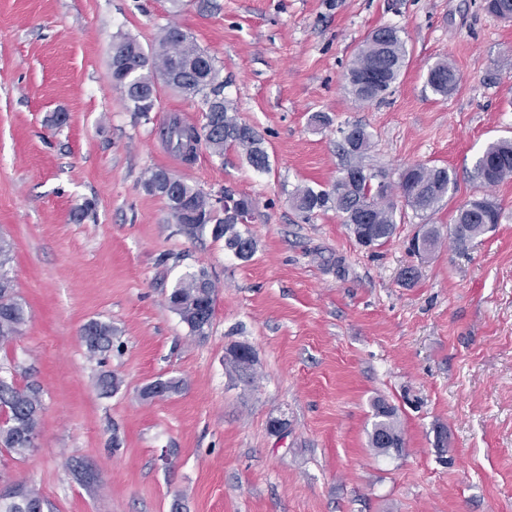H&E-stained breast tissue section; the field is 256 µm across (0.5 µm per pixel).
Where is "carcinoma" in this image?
<instances>
[{"instance_id": "obj_1", "label": "carcinoma", "mask_w": 512, "mask_h": 512, "mask_svg": "<svg viewBox=\"0 0 512 512\" xmlns=\"http://www.w3.org/2000/svg\"><path fill=\"white\" fill-rule=\"evenodd\" d=\"M488 12L505 20L512 19V0H486ZM118 42L130 50L127 67L131 70L132 89L126 96L135 112L153 111L157 79L167 75L169 87L186 98L200 99L203 124L209 129L206 148L222 156L228 148L243 151L247 163L257 172L270 168L269 152L264 137L243 122L232 102L224 97V81L214 58L201 50L190 36L176 25L161 29L156 43L148 50L134 38L121 36ZM408 50L399 31L392 27L379 28L366 38L353 57L345 74L346 89L360 103L381 98L400 77L406 66ZM426 86L442 97L452 93L459 84L455 67L446 60L428 68ZM341 148L352 157L363 155L371 144V135L361 125L340 130ZM345 170L359 175L348 182L336 179L326 188H299L293 195V206L303 217L318 212L336 211L355 238L370 234L373 246L381 247L393 237L396 229L398 203L393 198V184L386 174L367 172L358 164ZM475 178L485 187H493L512 177V140L502 139L489 144L477 159ZM454 178L445 167L416 165L407 174L399 175L398 187L403 206L415 215L428 217L435 213L448 194ZM165 200L171 217L191 236L203 233L216 224L217 239L238 259L248 261L256 249L255 240L240 230L252 211V201L246 197H226L224 217H219L211 196L180 182L166 192ZM497 204L487 197L467 202L457 210L448 236L463 248L474 238L492 229L499 222ZM427 241V255H432L441 243V231L435 224L421 225ZM12 246L0 237V345L21 335L27 322V312L21 302L11 275ZM215 287L209 275L199 270L178 279L169 294V307L185 323L190 333L203 337L214 315ZM83 341L90 355L107 352L112 347V325L91 321L82 329ZM43 410L41 389L35 384L20 386L0 376V447L24 456L35 447ZM369 445L379 454L402 452L405 441L394 408L381 401L374 403V421ZM47 502L33 487L16 484L11 499H0V512H44Z\"/></svg>"}]
</instances>
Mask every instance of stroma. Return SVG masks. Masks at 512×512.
Returning a JSON list of instances; mask_svg holds the SVG:
<instances>
[{
	"label": "stroma",
	"instance_id": "stroma-1",
	"mask_svg": "<svg viewBox=\"0 0 512 512\" xmlns=\"http://www.w3.org/2000/svg\"><path fill=\"white\" fill-rule=\"evenodd\" d=\"M170 24L214 58L269 172L233 148L184 162L161 132L173 117L201 123L200 100L161 83L142 115L113 86L116 37L147 48ZM385 26L407 63L383 99L357 103L344 75ZM440 60L460 76L445 97L425 85ZM55 112L64 126L48 124ZM316 112L328 124L311 123ZM354 124L371 134L364 165L389 181L414 164L454 172L430 223L448 229L484 196L498 224L422 261L411 210L373 252L334 211L303 219L292 194L336 179ZM502 137L512 21L484 0H0V236L28 315L0 347V373L38 384L43 403L35 448L0 449V483L34 486L49 512H512V178L488 189L473 177ZM158 168L251 199L253 257L175 224L143 186ZM199 270L216 285L203 337L168 304ZM92 320L114 329L95 357L81 337ZM234 345L252 349V380L230 372ZM104 373L116 393L100 389ZM171 377L180 392L144 397ZM377 399L396 411L402 453L369 446Z\"/></svg>",
	"mask_w": 512,
	"mask_h": 512
}]
</instances>
